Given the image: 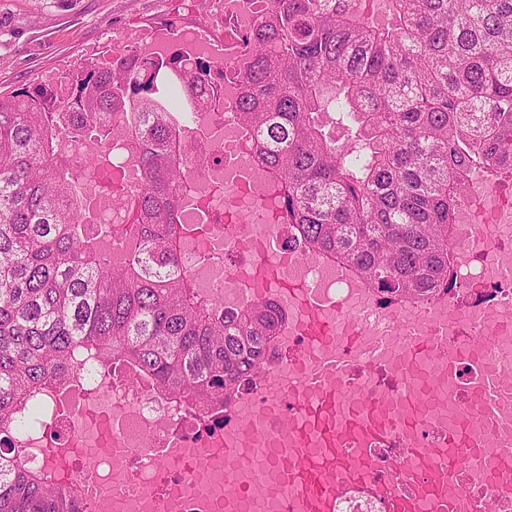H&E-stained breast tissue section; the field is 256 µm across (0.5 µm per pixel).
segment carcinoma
I'll list each match as a JSON object with an SVG mask.
<instances>
[{"mask_svg":"<svg viewBox=\"0 0 512 512\" xmlns=\"http://www.w3.org/2000/svg\"><path fill=\"white\" fill-rule=\"evenodd\" d=\"M268 0L241 36L247 57L188 60L117 49L60 77L0 93V512H88L83 489L23 464L18 424L87 365L119 371L175 410L218 421L277 354L288 314L272 301L224 306L179 262L197 225L188 138L210 137L220 82L242 85L239 130L276 192L287 244L338 266L388 304H422L457 286L461 207L482 173L512 184V0ZM327 115L347 133L338 145ZM66 139L81 150L67 158ZM135 162L111 183L129 248L100 243L83 193L112 172L99 144Z\"/></svg>","mask_w":512,"mask_h":512,"instance_id":"cac0c4a2","label":"carcinoma"}]
</instances>
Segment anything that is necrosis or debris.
Wrapping results in <instances>:
<instances>
[{"instance_id": "1", "label": "necrosis or debris", "mask_w": 512, "mask_h": 512, "mask_svg": "<svg viewBox=\"0 0 512 512\" xmlns=\"http://www.w3.org/2000/svg\"><path fill=\"white\" fill-rule=\"evenodd\" d=\"M235 80L224 82V110L214 119L215 136L208 144L188 140V169L199 189L198 201L187 204L188 223L198 221L199 205H206L210 230L190 233L181 249L185 268L205 291L222 296L225 305L238 306L270 295L271 286L258 276L259 265L277 263L283 279L315 283L345 306V317L356 321L368 307H379L371 293L350 294L336 280L334 266L323 262L295 264L285 244L288 229L272 224L275 200L270 181L257 170L249 145L239 135L234 105ZM466 257L468 289L474 305L492 300L512 313V276L501 269L512 252L499 238L474 231L460 241ZM86 386L53 400L52 427L38 443L30 441V423H23L16 438L25 447L24 462L32 469L55 467L63 478L84 486L96 498L101 512H112V491L121 487L125 506H138V488L153 479L148 470L130 471L126 461L150 448L169 447L172 440L200 446L223 439V427L205 428L196 418L179 415L150 392L116 390L95 372H87Z\"/></svg>"}]
</instances>
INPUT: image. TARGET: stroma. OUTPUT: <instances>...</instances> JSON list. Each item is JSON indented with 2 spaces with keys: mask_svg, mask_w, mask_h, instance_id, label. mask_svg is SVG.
<instances>
[{
  "mask_svg": "<svg viewBox=\"0 0 512 512\" xmlns=\"http://www.w3.org/2000/svg\"><path fill=\"white\" fill-rule=\"evenodd\" d=\"M165 21L224 44V0H0V91L111 54L128 27L153 30Z\"/></svg>",
  "mask_w": 512,
  "mask_h": 512,
  "instance_id": "obj_1",
  "label": "stroma"
}]
</instances>
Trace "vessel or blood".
Instances as JSON below:
<instances>
[{
    "label": "vessel or blood",
    "mask_w": 512,
    "mask_h": 512,
    "mask_svg": "<svg viewBox=\"0 0 512 512\" xmlns=\"http://www.w3.org/2000/svg\"><path fill=\"white\" fill-rule=\"evenodd\" d=\"M260 271L278 283L277 291L289 305L305 309L298 324L301 345L285 348V361L277 368L260 366L256 385L264 390L288 392V407L268 416L263 426L233 423V437L210 448L180 444L152 448L147 464L167 471L191 472L205 483L218 464L232 460L238 469L249 468L251 441L260 439L281 446L274 465L278 482L255 486L239 480L235 471L224 473V507L231 512L244 498L263 495L282 499L290 512H336L337 501L351 485L362 484L370 495L384 501L387 512H499L502 502L512 501V452L498 456L492 469H485L483 456L491 437L512 426V398L502 384L512 381V363L499 367L497 375H481L473 384L455 389V396L479 398L487 413L482 421H458L439 436L424 433L418 414L420 402L437 390L436 381L419 386L407 368L392 372L394 380L408 391L411 408L396 420L386 418V404L375 407V416L355 410H340L351 391L367 376L385 367L392 338L376 334L373 343L355 336L342 337L332 314L339 308L332 298L314 289L280 280L275 266ZM457 304L440 303L422 314L423 327L413 339L411 359L431 361L455 354L466 345H480L470 324L457 321ZM378 446L397 448L391 477H376L371 451ZM480 477L476 489L463 488V478ZM139 497L148 512H215L212 498L197 495L193 501L172 496L164 480L145 485Z\"/></svg>",
    "instance_id": "1"
}]
</instances>
